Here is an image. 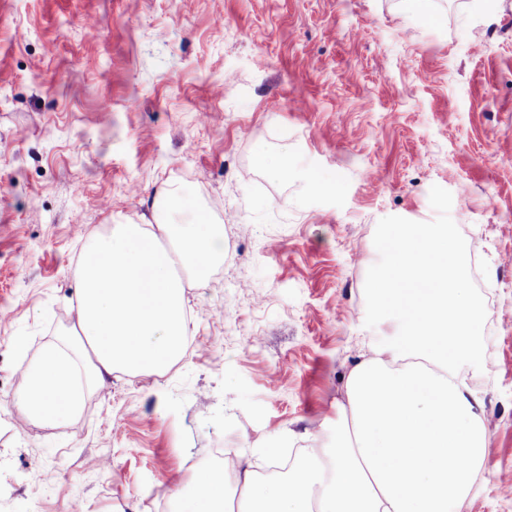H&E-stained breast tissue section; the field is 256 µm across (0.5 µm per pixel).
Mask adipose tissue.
<instances>
[{"mask_svg":"<svg viewBox=\"0 0 512 512\" xmlns=\"http://www.w3.org/2000/svg\"><path fill=\"white\" fill-rule=\"evenodd\" d=\"M176 190L153 205L155 228L120 224L90 240L81 263L75 354L59 349L23 374L17 399L29 417L74 413L87 388L116 371L156 373L185 352V290L223 252L206 213L173 214ZM372 302L396 333L347 376L332 420L334 444L311 449L288 479L267 484L250 471L229 494L224 471L181 484L173 512H459L484 468L490 436L477 391L459 371L485 370L484 312L462 288L465 266L444 224H390ZM84 366H77V358Z\"/></svg>","mask_w":512,"mask_h":512,"instance_id":"1","label":"adipose tissue"}]
</instances>
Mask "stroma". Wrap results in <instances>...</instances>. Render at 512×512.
<instances>
[{"mask_svg": "<svg viewBox=\"0 0 512 512\" xmlns=\"http://www.w3.org/2000/svg\"><path fill=\"white\" fill-rule=\"evenodd\" d=\"M431 12L0 0V512H171L196 471L330 445L321 425L382 340L387 217L463 249L491 441L460 512H512V0ZM260 144L286 178L255 168ZM168 185L224 234L185 291L184 355L112 373L71 418L27 417L21 373L69 348L86 244L151 222Z\"/></svg>", "mask_w": 512, "mask_h": 512, "instance_id": "obj_1", "label": "stroma"}]
</instances>
